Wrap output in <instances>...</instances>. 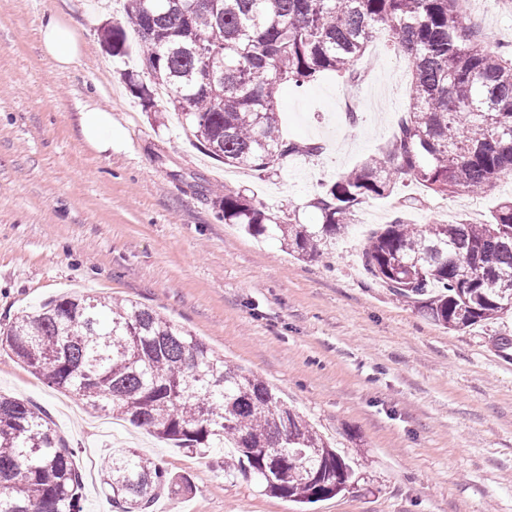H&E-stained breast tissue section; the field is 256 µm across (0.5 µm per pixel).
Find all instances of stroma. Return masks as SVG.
<instances>
[{"mask_svg":"<svg viewBox=\"0 0 512 512\" xmlns=\"http://www.w3.org/2000/svg\"><path fill=\"white\" fill-rule=\"evenodd\" d=\"M124 0H0V325L55 296L150 306L263 380L332 446L356 462V484L308 512H512V370L492 339L512 314L459 332L428 321L369 283L363 238L393 217L369 201L322 259L305 262L272 238L224 223L211 203L249 189L266 211L319 218L323 182L378 152L407 104V60L378 31L357 67L366 76L357 125L341 114L348 82L329 72L284 84V135L316 141L317 157L288 158L265 180L193 145L171 113L144 111L123 79L135 54L107 53L100 28ZM74 27L83 56L58 69L40 48L44 14ZM485 45L512 44V0H470L461 18ZM90 102L111 111L120 136L99 153L82 139ZM421 198L413 224L488 220L512 197V174L488 192L452 197L405 182ZM0 391L42 408L83 476L84 512H114L102 488L113 452L136 448L186 475L184 495L150 512H297L295 504L224 477V451L174 448L50 386L0 348Z\"/></svg>","mask_w":512,"mask_h":512,"instance_id":"obj_1","label":"stroma"}]
</instances>
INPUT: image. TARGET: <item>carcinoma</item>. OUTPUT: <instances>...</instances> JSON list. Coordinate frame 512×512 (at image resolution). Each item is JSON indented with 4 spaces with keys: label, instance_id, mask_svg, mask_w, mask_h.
<instances>
[{
    "label": "carcinoma",
    "instance_id": "carcinoma-1",
    "mask_svg": "<svg viewBox=\"0 0 512 512\" xmlns=\"http://www.w3.org/2000/svg\"><path fill=\"white\" fill-rule=\"evenodd\" d=\"M460 9V0H127L105 39L123 56L127 30L135 34L140 71L125 79L145 110L177 112L210 154L262 178L322 150L283 136L281 84L325 72L359 80L356 61L387 26L391 48L410 62L408 107L378 154L309 201L321 223L268 214L241 190L213 200L224 223L313 261L363 204L406 179L448 197L491 191L512 173V55L482 45ZM207 66L215 77L205 82ZM419 202L398 201L393 220L366 238L371 280L450 331L512 311V200L485 223L411 224L403 212ZM0 346L48 383L179 448L234 449L224 474L275 497L314 504L355 483L351 465L268 385L137 302L55 298L16 316ZM76 454L47 416L0 394V512H82ZM104 471L118 512H148L161 491L191 487L136 448L109 456Z\"/></svg>",
    "mask_w": 512,
    "mask_h": 512
}]
</instances>
